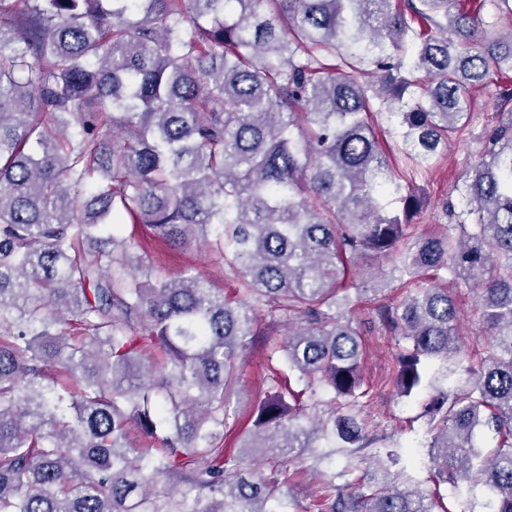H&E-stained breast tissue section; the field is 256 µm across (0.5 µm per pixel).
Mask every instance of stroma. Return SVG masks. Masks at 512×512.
Returning <instances> with one entry per match:
<instances>
[{
    "label": "stroma",
    "instance_id": "stroma-1",
    "mask_svg": "<svg viewBox=\"0 0 512 512\" xmlns=\"http://www.w3.org/2000/svg\"><path fill=\"white\" fill-rule=\"evenodd\" d=\"M376 129L392 163L397 169L405 170L410 186L419 188L425 197V205L414 219L417 232H433L436 225L447 221L443 209L445 202L460 200L463 177L476 159L478 144L466 135L453 137L433 169L409 172L397 150L400 139L398 127L389 124L386 117L381 116L376 121ZM123 231L134 234L135 251L150 265L156 278L172 280L194 274L209 281L213 287L226 290L233 288V276L225 269L223 260L208 247L193 243L174 250L144 226L127 224ZM452 290L457 298L460 316L458 342L462 351L467 352L476 337L486 335L487 330L481 322L474 298L465 285H453ZM353 316L363 332V374L372 387V397L362 419L377 442L367 449L362 458L340 450L319 466L312 465L310 459H303L298 463V473L292 479L291 494L298 500H305L318 488L317 475H328L341 469L347 470L348 481L357 482L363 472L369 470V458L385 457L388 450L396 448L409 471L416 477L420 492L439 490L450 512H491L489 496L483 487L472 488L463 484L455 488L447 484L436 486L430 482L425 448L428 439L427 423L422 415L423 399L419 396L407 399L395 397L393 377L397 348L394 342L384 335L371 310L362 307L356 309ZM283 334V328L261 321L260 334L245 353L239 393L232 403L236 412L230 436L232 445H239L242 436L247 433L249 408L260 390L269 387L272 370L280 366L279 361L269 360L268 355L275 343L282 341Z\"/></svg>",
    "mask_w": 512,
    "mask_h": 512
}]
</instances>
